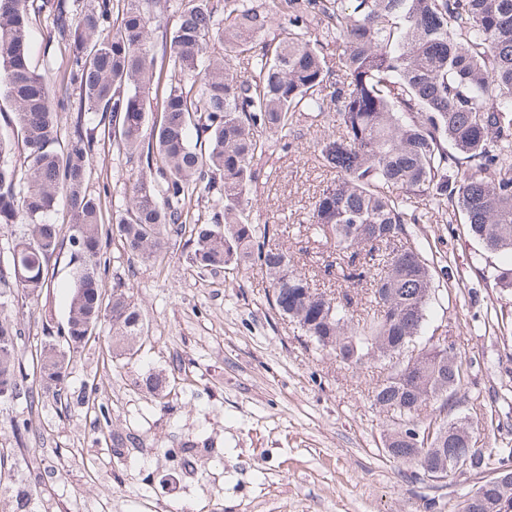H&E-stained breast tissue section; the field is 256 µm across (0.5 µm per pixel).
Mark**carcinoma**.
<instances>
[{"label": "carcinoma", "instance_id": "1", "mask_svg": "<svg viewBox=\"0 0 512 512\" xmlns=\"http://www.w3.org/2000/svg\"><path fill=\"white\" fill-rule=\"evenodd\" d=\"M160 3L42 0L37 12L48 11L49 41L65 63L52 90L30 63L28 0H0V97L12 108V136L0 135V230L14 236L0 265V401L21 395L25 368L21 328L4 308L49 292L51 263L64 253L74 286L65 325L36 351L43 391L60 394L68 354L103 316L112 321L107 354L137 352L148 335L140 308L119 285L107 298L101 291L113 234L141 260L165 258L188 232L201 272L258 266L271 309L348 366L420 343L433 275L414 239L418 224L468 225L483 251L501 258L495 284L512 290V0H276L273 15L262 0H181L162 55L170 79L147 134ZM216 42L245 61L246 74L209 55ZM64 110L76 115L63 142ZM327 112L336 130L314 157L335 177L316 196L308 230L336 255L324 265L336 283L365 282L360 311L348 293L317 287L271 243L268 225L243 220L256 161ZM90 114L99 117L93 127ZM100 134L140 167L110 224L101 195L88 191ZM204 197L212 217L191 219L192 202ZM61 205L66 234L53 219ZM388 364L371 394L376 409L400 420L389 458L425 473L461 455L475 474L512 475L500 470L504 458L448 432L443 412L463 387L462 364L449 366L431 344ZM502 495L512 498V481L468 496L462 512H495Z\"/></svg>", "mask_w": 512, "mask_h": 512}]
</instances>
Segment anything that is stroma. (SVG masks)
Wrapping results in <instances>:
<instances>
[{
  "label": "stroma",
  "mask_w": 512,
  "mask_h": 512,
  "mask_svg": "<svg viewBox=\"0 0 512 512\" xmlns=\"http://www.w3.org/2000/svg\"><path fill=\"white\" fill-rule=\"evenodd\" d=\"M50 29L47 15L34 17L29 52L55 82L64 66L47 45ZM333 120L328 113L296 127L290 147L260 161L251 187L249 222L272 225L299 262L316 251L307 226L331 175L313 150ZM136 165L100 141L88 187L106 214L129 192ZM416 232L436 288L426 331L447 336L466 369L464 395L448 415L469 418L476 447H512V294L480 271L499 259L464 224ZM188 251L177 242L151 264L108 240L103 289L128 288L149 338L136 357L111 360L104 340L112 323L102 318L94 339L72 353L61 395L0 403V512H460L477 475L415 481L386 456L391 425L370 398L374 364L349 367L315 352L270 310L259 269L201 272ZM52 282L38 306L13 308L23 354L66 320L68 256ZM151 375L172 379L174 393H148ZM17 419L28 420L27 434L15 433Z\"/></svg>",
  "instance_id": "1"
}]
</instances>
